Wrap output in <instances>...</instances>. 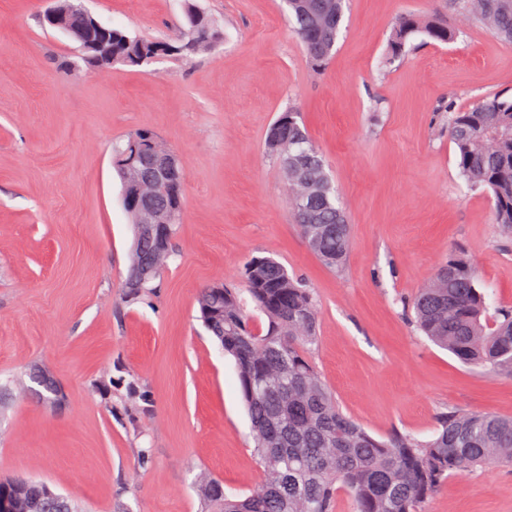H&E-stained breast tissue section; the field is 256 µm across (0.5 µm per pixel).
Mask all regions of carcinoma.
<instances>
[{
  "mask_svg": "<svg viewBox=\"0 0 512 512\" xmlns=\"http://www.w3.org/2000/svg\"><path fill=\"white\" fill-rule=\"evenodd\" d=\"M295 31L313 64L321 68L332 56L343 18V0H286ZM461 13L481 23L492 35L512 42V0H457ZM186 33L173 55L213 48L220 31L195 5L185 0ZM417 35L448 43L458 31L434 19L402 15L393 24L386 61L400 59ZM158 39L112 29V64L140 65L157 51ZM448 137L455 146L459 174L472 189L490 194L501 235L512 238V95H495L467 108L448 104ZM288 128L286 152L302 155L301 168L310 197L298 202L299 185L283 172L293 211L304 207L316 216L298 229L311 250L328 267L341 268L351 236L325 163L314 147L299 113L288 109L269 128L266 142ZM152 140L137 131L113 149L121 184H132L149 169L143 146ZM163 215H175L166 251L172 253L182 212L179 182L168 180L156 191ZM154 244L133 238L126 298L140 301L155 292L164 266L142 256ZM244 290L213 285L198 296L200 318L207 331L235 364L242 401L254 434V455L263 481L250 494L224 490L216 478L198 486L203 512H331L341 491L354 512H419L420 504L448 479L491 463L512 464V418L450 409L437 416L434 437L421 441L394 430L376 438L344 413L312 361L317 310L311 289L269 257L245 264ZM416 324L437 346L462 363L488 374L512 376V310H490L477 283L472 262L460 254L448 260L413 301ZM49 486L34 480L0 479L4 492L20 502V512H56L47 499Z\"/></svg>",
  "mask_w": 512,
  "mask_h": 512,
  "instance_id": "cac0c4a2",
  "label": "carcinoma"
}]
</instances>
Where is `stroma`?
<instances>
[{"label":"stroma","instance_id":"35a3bbf8","mask_svg":"<svg viewBox=\"0 0 512 512\" xmlns=\"http://www.w3.org/2000/svg\"><path fill=\"white\" fill-rule=\"evenodd\" d=\"M449 0H346L314 68L284 0H196L222 32L208 52L141 67L76 64L42 29L43 0H0V478L46 482L80 512H201L200 473L246 493L261 480L233 360L199 319L201 288L244 285L267 256L311 288L312 360L371 435L426 441L453 407L512 418V378L480 374L416 330L407 304L449 258H471L493 307L512 306V242L487 193L459 175L439 106L512 94V43L460 26ZM133 36L172 34L183 0H83ZM459 28L416 36L386 63L397 17ZM295 109L351 229L344 266L301 237L265 148ZM138 129L186 180L176 255L126 303L132 231L112 145ZM51 371L61 396L33 378ZM149 461L140 464V449ZM422 512H512V466L449 477Z\"/></svg>","mask_w":512,"mask_h":512}]
</instances>
